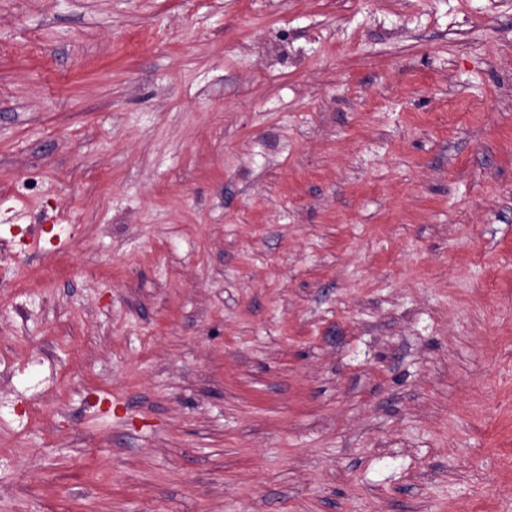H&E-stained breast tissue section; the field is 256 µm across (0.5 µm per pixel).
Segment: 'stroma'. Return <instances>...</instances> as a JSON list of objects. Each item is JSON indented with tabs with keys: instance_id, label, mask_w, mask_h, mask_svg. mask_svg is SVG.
<instances>
[{
	"instance_id": "stroma-1",
	"label": "stroma",
	"mask_w": 512,
	"mask_h": 512,
	"mask_svg": "<svg viewBox=\"0 0 512 512\" xmlns=\"http://www.w3.org/2000/svg\"><path fill=\"white\" fill-rule=\"evenodd\" d=\"M0 512H512V0H0Z\"/></svg>"
}]
</instances>
